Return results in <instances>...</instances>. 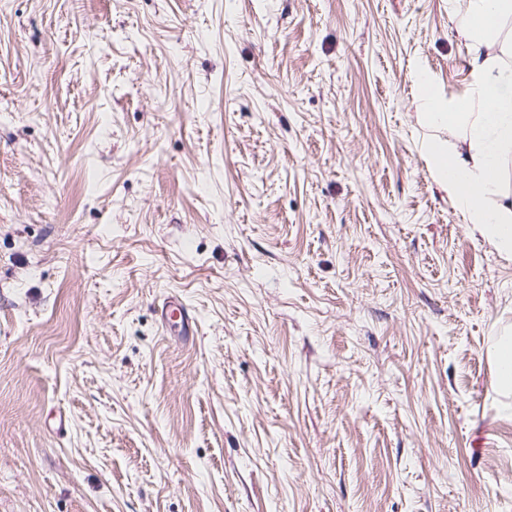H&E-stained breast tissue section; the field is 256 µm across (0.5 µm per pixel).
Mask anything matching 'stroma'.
I'll return each mask as SVG.
<instances>
[{
	"label": "stroma",
	"instance_id": "1",
	"mask_svg": "<svg viewBox=\"0 0 512 512\" xmlns=\"http://www.w3.org/2000/svg\"><path fill=\"white\" fill-rule=\"evenodd\" d=\"M459 25L0 0V512H512V255L421 148ZM159 320L162 327L165 328L173 326V324L179 325L180 335L174 337L176 341L182 344L190 341L195 317L191 308L180 295L171 293L163 299L159 310ZM504 334L493 350L494 364L497 369L499 387L512 390V336Z\"/></svg>",
	"mask_w": 512,
	"mask_h": 512
}]
</instances>
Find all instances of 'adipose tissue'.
<instances>
[{
  "label": "adipose tissue",
  "instance_id": "obj_1",
  "mask_svg": "<svg viewBox=\"0 0 512 512\" xmlns=\"http://www.w3.org/2000/svg\"><path fill=\"white\" fill-rule=\"evenodd\" d=\"M448 2L465 21L470 83L447 99L418 76L420 118L436 132L423 149L472 231L512 254V0Z\"/></svg>",
  "mask_w": 512,
  "mask_h": 512
}]
</instances>
